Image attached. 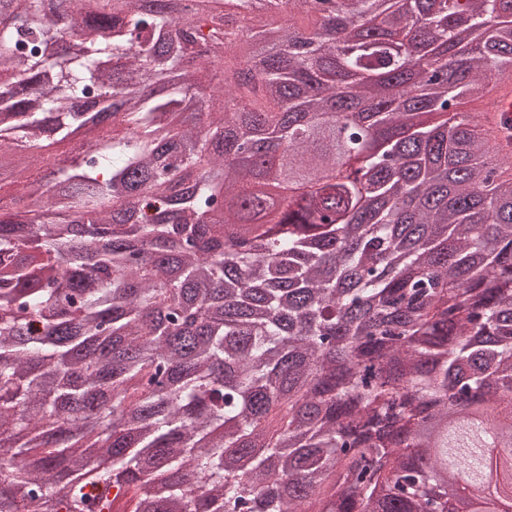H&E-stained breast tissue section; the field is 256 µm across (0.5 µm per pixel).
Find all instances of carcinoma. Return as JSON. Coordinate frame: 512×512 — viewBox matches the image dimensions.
<instances>
[{
  "label": "carcinoma",
  "instance_id": "carcinoma-1",
  "mask_svg": "<svg viewBox=\"0 0 512 512\" xmlns=\"http://www.w3.org/2000/svg\"><path fill=\"white\" fill-rule=\"evenodd\" d=\"M161 2L0 0V512H497L512 0ZM485 112H490V116L494 118L495 124L502 137L511 144L512 87L509 85L498 88L489 101V108H485ZM448 503L456 506L461 511H472L474 509L472 485L466 470L459 469L448 479ZM467 503H470V506L465 508Z\"/></svg>",
  "mask_w": 512,
  "mask_h": 512
}]
</instances>
